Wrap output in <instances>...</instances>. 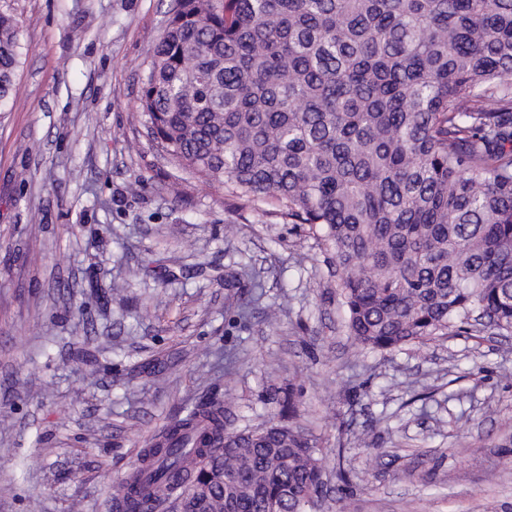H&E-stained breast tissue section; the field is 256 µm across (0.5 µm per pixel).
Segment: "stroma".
<instances>
[{"mask_svg": "<svg viewBox=\"0 0 512 512\" xmlns=\"http://www.w3.org/2000/svg\"><path fill=\"white\" fill-rule=\"evenodd\" d=\"M172 0H0V512H112L184 407L260 427L292 386L325 481L306 512H512V335L359 349L308 225L178 173L140 122ZM243 276V287L224 284ZM21 43L15 18L0 12V112H10L17 104L16 72Z\"/></svg>", "mask_w": 512, "mask_h": 512, "instance_id": "1", "label": "stroma"}]
</instances>
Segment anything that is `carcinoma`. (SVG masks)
I'll return each mask as SVG.
<instances>
[{
	"mask_svg": "<svg viewBox=\"0 0 512 512\" xmlns=\"http://www.w3.org/2000/svg\"><path fill=\"white\" fill-rule=\"evenodd\" d=\"M20 49L0 12V112ZM139 112L166 162L315 230L362 348L512 335V0H176ZM142 461L119 512H302L323 486L308 436L217 399Z\"/></svg>",
	"mask_w": 512,
	"mask_h": 512,
	"instance_id": "1",
	"label": "carcinoma"
}]
</instances>
